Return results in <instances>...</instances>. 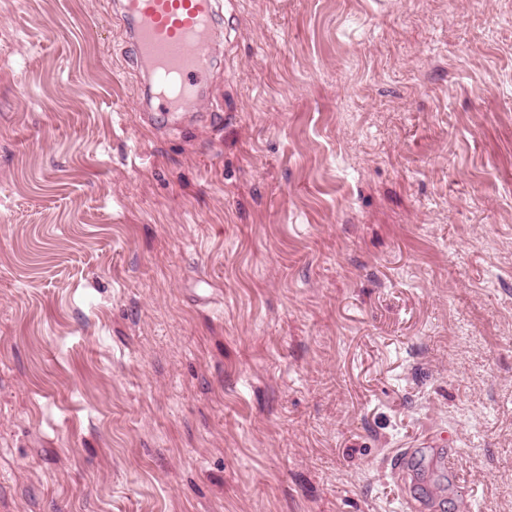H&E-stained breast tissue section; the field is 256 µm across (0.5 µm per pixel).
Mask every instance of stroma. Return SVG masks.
<instances>
[{"mask_svg":"<svg viewBox=\"0 0 512 512\" xmlns=\"http://www.w3.org/2000/svg\"><path fill=\"white\" fill-rule=\"evenodd\" d=\"M218 3L0 0V512H512V0ZM139 62L149 72L154 112H181L197 100L214 60V0H124ZM427 446V448H401L395 457L394 474L405 472L406 477L411 479L412 484L415 486L418 484L420 476H424L426 470L432 466L446 467L448 465V473L455 471L454 459L458 452L457 449L439 448V444L433 443H428ZM424 450L428 454L424 455V461L417 465L415 459ZM411 468H415V470Z\"/></svg>","mask_w":512,"mask_h":512,"instance_id":"1","label":"stroma"}]
</instances>
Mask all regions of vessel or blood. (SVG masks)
Here are the masks:
<instances>
[{"instance_id": "obj_1", "label": "vessel or blood", "mask_w": 512, "mask_h": 512, "mask_svg": "<svg viewBox=\"0 0 512 512\" xmlns=\"http://www.w3.org/2000/svg\"><path fill=\"white\" fill-rule=\"evenodd\" d=\"M122 10L132 48L149 72L154 111L190 108L214 63V0H123ZM455 455V449L433 443L423 456L417 449L403 448L394 470L416 482L431 467L453 465Z\"/></svg>"}]
</instances>
